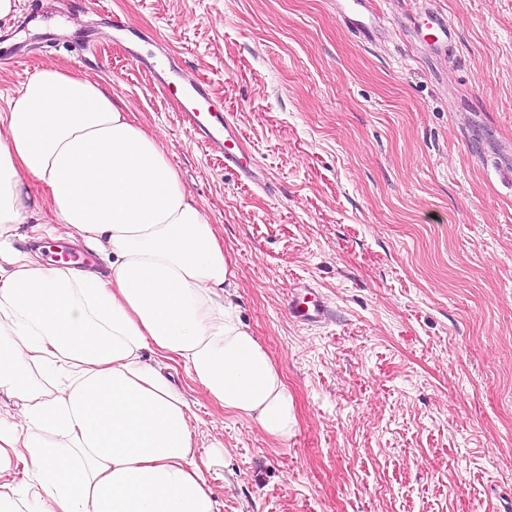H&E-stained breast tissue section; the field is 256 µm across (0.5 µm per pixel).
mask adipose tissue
I'll return each instance as SVG.
<instances>
[{
  "label": "adipose tissue",
  "instance_id": "obj_1",
  "mask_svg": "<svg viewBox=\"0 0 512 512\" xmlns=\"http://www.w3.org/2000/svg\"><path fill=\"white\" fill-rule=\"evenodd\" d=\"M23 224L93 251L107 273L42 266L13 245ZM234 278L158 137L98 81L38 69L0 113V396L19 408L0 413V474L31 466L0 512H220L205 471L223 445L197 459L195 404L168 362L274 439L296 424Z\"/></svg>",
  "mask_w": 512,
  "mask_h": 512
}]
</instances>
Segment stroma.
Segmentation results:
<instances>
[{"label": "stroma", "mask_w": 512, "mask_h": 512, "mask_svg": "<svg viewBox=\"0 0 512 512\" xmlns=\"http://www.w3.org/2000/svg\"><path fill=\"white\" fill-rule=\"evenodd\" d=\"M0 38V113L42 66L87 74L156 135L224 242L242 318L294 397L286 440L210 403L182 363L221 512H512V0H431L455 51L418 40L417 0H376L363 43L336 0H102L209 79L264 188L226 173L88 6ZM313 287L328 314L295 322Z\"/></svg>", "instance_id": "35a3bbf8"}]
</instances>
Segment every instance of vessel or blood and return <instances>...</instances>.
Masks as SVG:
<instances>
[{
  "label": "vessel or blood",
  "instance_id": "obj_1",
  "mask_svg": "<svg viewBox=\"0 0 512 512\" xmlns=\"http://www.w3.org/2000/svg\"><path fill=\"white\" fill-rule=\"evenodd\" d=\"M336 4L340 18L356 37L371 42L382 36L383 28L374 0H336ZM421 16L430 33L428 45L448 53L456 34L451 20L427 6L423 7ZM140 65L152 76L160 91L179 100L183 125L199 135L208 152L223 159L225 171L236 173L243 179H253V168L242 155V132L228 117L214 111L209 84L175 65L165 69L145 59ZM288 309L296 321L304 324L321 322L327 314L323 301L304 293L292 298Z\"/></svg>",
  "mask_w": 512,
  "mask_h": 512
}]
</instances>
